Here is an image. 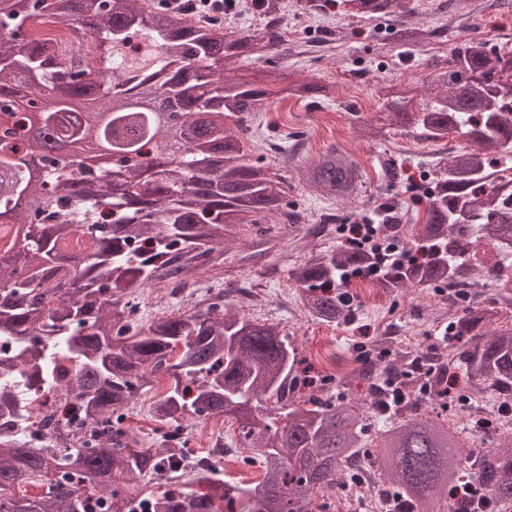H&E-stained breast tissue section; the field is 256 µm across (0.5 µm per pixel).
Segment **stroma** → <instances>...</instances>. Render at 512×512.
<instances>
[{
	"mask_svg": "<svg viewBox=\"0 0 512 512\" xmlns=\"http://www.w3.org/2000/svg\"><path fill=\"white\" fill-rule=\"evenodd\" d=\"M287 3L281 21L287 55L256 50L238 60L233 74L263 89L270 88L272 74L278 71L334 90L329 98H288L256 113L244 136L252 163L285 177L288 207L301 212L303 221L264 219V227L276 236L265 257H255L253 232L247 229L215 253L210 264L188 269L180 289L164 280L146 285L138 295L134 324L148 328L159 313L180 314L201 296L213 299L231 288L238 313L275 324L306 363L318 367L330 355L356 361L373 352L375 371L384 372L398 350L423 352L432 344L446 348L444 330L462 309L451 290L370 294L355 306L348 321L328 326L305 311L288 271L312 248L344 244L345 228L373 215L385 200H400L404 218L423 213L420 180L432 161L458 146V138L422 143L404 136L402 128L387 125L385 139L366 142L358 137L359 126L387 124L383 103L390 87L416 93L433 88L451 49L468 36L479 34L493 44L512 46V5L506 0H409L412 11L403 19L405 27L436 33L435 38L413 45L397 40L389 22L349 17L325 0ZM334 144L346 149L362 171L359 195L351 203L316 198L306 185L310 164ZM292 145L297 153L281 161L275 147ZM388 158L403 167L404 182L392 185L384 179L381 164Z\"/></svg>",
	"mask_w": 512,
	"mask_h": 512,
	"instance_id": "stroma-1",
	"label": "stroma"
}]
</instances>
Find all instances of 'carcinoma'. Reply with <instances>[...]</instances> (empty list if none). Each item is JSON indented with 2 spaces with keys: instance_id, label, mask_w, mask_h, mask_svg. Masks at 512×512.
<instances>
[{
  "instance_id": "1",
  "label": "carcinoma",
  "mask_w": 512,
  "mask_h": 512,
  "mask_svg": "<svg viewBox=\"0 0 512 512\" xmlns=\"http://www.w3.org/2000/svg\"><path fill=\"white\" fill-rule=\"evenodd\" d=\"M141 0H0V337L17 341L0 360V406L11 422L0 426V512H94L84 487L95 488L109 512H324L341 488L342 468L362 471L360 453L379 485L409 512H474L451 492L482 484L495 512H512V451L477 456L462 430L420 416V402L443 400L445 375L459 362L488 387L512 393V329L472 342L495 315L468 299L477 279L496 282L497 266L476 264V249L493 240L512 259V49L488 47L474 36L454 49L439 74L442 91L418 110L407 91L388 94L385 108L423 141L458 136L448 160L433 163L425 179L426 222L410 229L411 258L379 276L366 266L372 252L357 245L320 252L288 271L315 320L333 324L351 313L339 292L338 270L358 274L385 293L457 288L468 300L453 335L473 343L441 357L434 349L404 361H424L418 375L390 378L402 393L384 392L364 403L307 389L296 348L273 324L227 312L161 316L148 332L131 326L127 297L158 279L191 268L236 237L244 225L280 212L281 181L247 158L245 122L271 105V92L228 76L232 59L257 46L284 56L286 40L269 23L215 37L210 23ZM360 19L399 17L405 0H340ZM37 17L72 26L91 40L53 51L31 35ZM96 48L106 68L86 60ZM288 95L307 98L326 87L290 83ZM164 99L172 124L115 104ZM239 128L232 132L227 121ZM88 152L112 150V165L93 172L59 166L51 158L44 179L29 180L26 157L41 142ZM362 175L350 157L329 147L311 165L308 188L324 199L350 201ZM33 201L29 211L17 201ZM392 230L384 242L400 245L402 216L391 201L378 205ZM494 218L488 223V218ZM158 374L170 386L151 404L153 420L171 436L161 448H142L123 422L139 390ZM58 390L73 400L65 422L46 415L45 439L23 437L14 419L29 413L31 388ZM289 408L281 430L255 421L258 403ZM391 412L366 440L378 414ZM213 416L238 423L239 442L259 448L260 480L247 488L213 480L216 467L195 458L180 438L184 422ZM193 461V473L182 465ZM165 488L136 489L145 476Z\"/></svg>"
}]
</instances>
